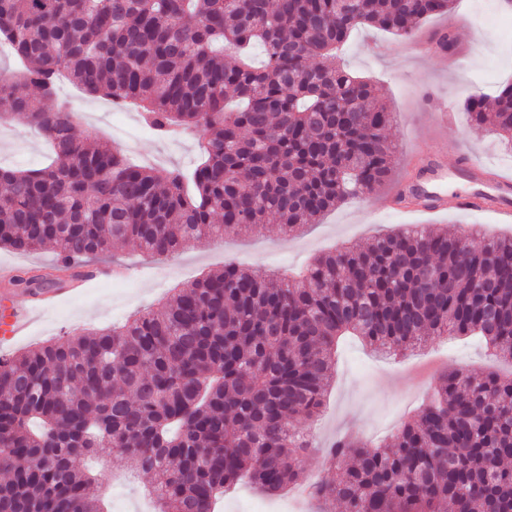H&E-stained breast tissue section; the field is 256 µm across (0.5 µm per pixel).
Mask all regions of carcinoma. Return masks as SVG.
Instances as JSON below:
<instances>
[{"mask_svg": "<svg viewBox=\"0 0 512 512\" xmlns=\"http://www.w3.org/2000/svg\"><path fill=\"white\" fill-rule=\"evenodd\" d=\"M453 2L0 0V41L23 68L0 78V119L54 152L44 168L0 167V248L51 245L65 268L116 241L168 257L271 216L295 235L373 193L396 164L391 112L337 46L362 25L410 37ZM63 73L159 136L201 132L202 160L150 168L78 137L55 98ZM32 87L50 105L33 106ZM464 110L512 142V85ZM50 284L14 281L34 295ZM347 336L390 355L469 336L512 361V235L412 227L319 255L296 278L229 263L110 331L1 358L0 512H104L105 471L79 463L116 454L152 474L157 512H214L245 475L269 494L303 484L307 426ZM326 454L336 476L311 493L344 512H512V377L446 372L390 442L342 434Z\"/></svg>", "mask_w": 512, "mask_h": 512, "instance_id": "carcinoma-1", "label": "carcinoma"}]
</instances>
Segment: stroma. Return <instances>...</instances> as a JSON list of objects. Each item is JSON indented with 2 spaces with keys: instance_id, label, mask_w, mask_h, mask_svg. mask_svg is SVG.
I'll list each match as a JSON object with an SVG mask.
<instances>
[{
  "instance_id": "obj_1",
  "label": "stroma",
  "mask_w": 512,
  "mask_h": 512,
  "mask_svg": "<svg viewBox=\"0 0 512 512\" xmlns=\"http://www.w3.org/2000/svg\"><path fill=\"white\" fill-rule=\"evenodd\" d=\"M449 17L456 20L454 36L459 50L470 55L467 69H456L451 56L419 53L411 41L371 26L352 32L343 59L354 74L370 79L379 99L393 112L387 136L398 154L411 153L419 146L447 147V190L456 193L470 187L458 170L459 151L475 153L503 170L512 169V147L491 127L473 125L464 110L471 93L492 96L512 83V15L506 13L502 0H456L450 16L427 19L418 35H425ZM57 98L77 109L80 136L124 150L134 162L188 169L199 159L198 133L156 136L137 110L115 112L112 103L86 94L66 80L59 82ZM437 108L449 112L448 122L433 121L432 112ZM49 156L42 137L23 122L0 125V166L39 168L48 163ZM390 192L386 185L369 196L342 203L295 237L284 235L278 222L272 221L263 232L230 235L219 242L202 240L163 259L125 244L113 245L105 263L124 267L123 277L94 280L82 291L45 308L27 336L0 337V357L74 332L121 323L157 304L173 289L223 270L228 262L261 272L295 275L320 253L343 246L360 247L376 236L415 224L460 231L479 224L489 234L512 235V223H499L489 212L450 211L427 216L392 210L388 206ZM457 368L474 374L489 370L502 376L512 374V362L495 357L472 339L436 338L407 355L384 358L357 338H346L336 353L323 415L313 428L316 449L304 459L309 478L332 477L323 449L337 434L352 431L376 443L388 439L410 418L440 374ZM112 467L113 479L102 492L104 507L108 512H142V495L150 474L134 472L117 459ZM257 502L266 504L269 512H342L337 501L298 503L290 492L265 494L246 480L225 494L218 510L251 512Z\"/></svg>"
}]
</instances>
